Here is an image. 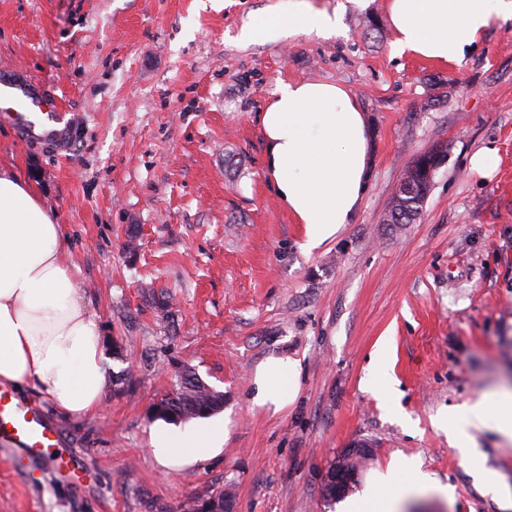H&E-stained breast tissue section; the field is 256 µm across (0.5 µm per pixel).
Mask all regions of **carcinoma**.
<instances>
[{
    "mask_svg": "<svg viewBox=\"0 0 512 512\" xmlns=\"http://www.w3.org/2000/svg\"><path fill=\"white\" fill-rule=\"evenodd\" d=\"M430 186L392 194L384 216L386 224H413L421 215ZM224 406V394L204 384L192 368L178 371L174 389L157 404L156 419L174 424L212 415Z\"/></svg>",
    "mask_w": 512,
    "mask_h": 512,
    "instance_id": "carcinoma-1",
    "label": "carcinoma"
}]
</instances>
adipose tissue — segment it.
<instances>
[{
  "instance_id": "ef3b65f1",
  "label": "adipose tissue",
  "mask_w": 512,
  "mask_h": 512,
  "mask_svg": "<svg viewBox=\"0 0 512 512\" xmlns=\"http://www.w3.org/2000/svg\"><path fill=\"white\" fill-rule=\"evenodd\" d=\"M394 49L440 64L460 63L493 19H512V0H389ZM340 12L313 9L308 0H288L275 11L255 13L242 29L248 41L284 35L331 36ZM266 170L275 193L303 227L301 247L312 252L348 223L367 189L371 128L357 100L325 81L280 84L260 114ZM102 331L81 304L72 263L53 213L10 169L0 168V383L33 388L66 411H97L106 380ZM298 360L271 357L258 365L252 407L281 411L299 390ZM466 430L458 441L463 459L493 490L497 473L484 469L470 429L488 427L512 441V390L479 396L459 409ZM150 453L166 467H187L218 454L224 422L206 417L176 426L158 421ZM429 487L454 500L453 486L402 458L377 471L348 498L343 512H401L407 495Z\"/></svg>"
}]
</instances>
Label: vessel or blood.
<instances>
[{
  "mask_svg": "<svg viewBox=\"0 0 512 512\" xmlns=\"http://www.w3.org/2000/svg\"><path fill=\"white\" fill-rule=\"evenodd\" d=\"M11 104V119L22 138L63 139L70 124L54 101L32 94L22 84L0 76V100ZM0 440L12 446L18 460L42 461L54 471L79 478L84 466L76 456H63L61 436L33 407L16 401L10 389L0 388Z\"/></svg>",
  "mask_w": 512,
  "mask_h": 512,
  "instance_id": "obj_1",
  "label": "vessel or blood"
}]
</instances>
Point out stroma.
I'll return each mask as SVG.
<instances>
[{
	"label": "stroma",
	"instance_id": "stroma-1",
	"mask_svg": "<svg viewBox=\"0 0 512 512\" xmlns=\"http://www.w3.org/2000/svg\"><path fill=\"white\" fill-rule=\"evenodd\" d=\"M279 0H0V65L73 117L67 145L20 138L0 116V166L54 212L85 309L124 344L131 388L100 409L40 407L89 477L60 483L0 449V512H185L229 492L235 512H336L320 493L343 448L367 471L401 457L454 486L453 505L410 512H512V442L474 432L488 493L441 418L512 385V20H494L460 64L393 50L388 0L343 9L340 34L245 44ZM323 80L360 103L372 130L367 191L314 253L266 174L259 114L279 82ZM450 145L420 220L387 224L417 154ZM490 148L487 172L472 158ZM136 249L128 251L129 232ZM385 348L393 393L368 391ZM301 363L295 401L253 408L268 356ZM191 366L224 394L222 451L180 471L149 452V407Z\"/></svg>",
	"mask_w": 512,
	"mask_h": 512
}]
</instances>
